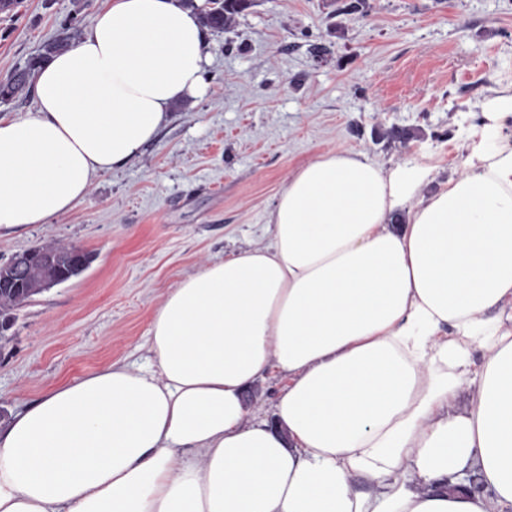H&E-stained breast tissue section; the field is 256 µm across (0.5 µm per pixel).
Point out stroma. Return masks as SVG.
Wrapping results in <instances>:
<instances>
[{"label":"stroma","instance_id":"35a3bbf8","mask_svg":"<svg viewBox=\"0 0 512 512\" xmlns=\"http://www.w3.org/2000/svg\"><path fill=\"white\" fill-rule=\"evenodd\" d=\"M101 0H20L0 12V80ZM252 0L206 30L195 97L176 104L125 165L45 224L0 231V263L44 245L90 255L77 277L12 311L0 332V426L50 387L108 364L149 365L151 319L169 288L208 262L272 239L268 219L300 166L361 152L420 159L425 193L456 178L472 132L512 83V0ZM287 385L247 391L272 418Z\"/></svg>","mask_w":512,"mask_h":512}]
</instances>
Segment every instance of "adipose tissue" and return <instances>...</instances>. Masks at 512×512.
I'll list each match as a JSON object with an SVG mask.
<instances>
[{"mask_svg":"<svg viewBox=\"0 0 512 512\" xmlns=\"http://www.w3.org/2000/svg\"><path fill=\"white\" fill-rule=\"evenodd\" d=\"M206 59L180 0H105L35 71L36 111L0 118V229L82 202ZM484 119L431 194L417 163L300 167L269 246L169 289L148 369L55 386L0 430V512H512V89ZM269 370L272 424L245 398ZM467 468L484 492L449 490Z\"/></svg>","mask_w":512,"mask_h":512,"instance_id":"obj_1","label":"adipose tissue"}]
</instances>
